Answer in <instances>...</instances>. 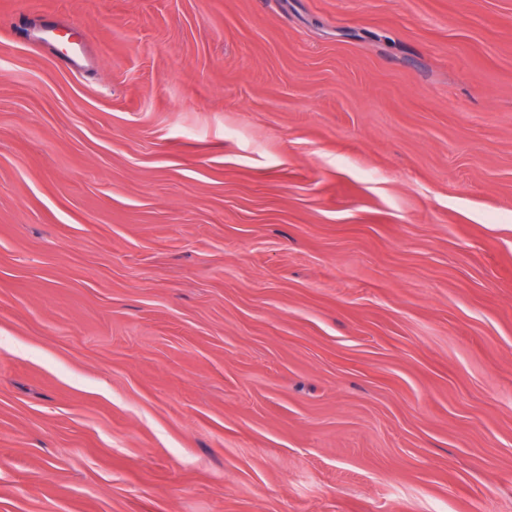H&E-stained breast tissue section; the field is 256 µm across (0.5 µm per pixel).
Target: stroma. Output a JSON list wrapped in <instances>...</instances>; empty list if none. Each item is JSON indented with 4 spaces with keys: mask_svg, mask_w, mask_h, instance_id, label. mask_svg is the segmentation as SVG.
<instances>
[{
    "mask_svg": "<svg viewBox=\"0 0 512 512\" xmlns=\"http://www.w3.org/2000/svg\"><path fill=\"white\" fill-rule=\"evenodd\" d=\"M0 512H512V0H0Z\"/></svg>",
    "mask_w": 512,
    "mask_h": 512,
    "instance_id": "obj_1",
    "label": "stroma"
}]
</instances>
